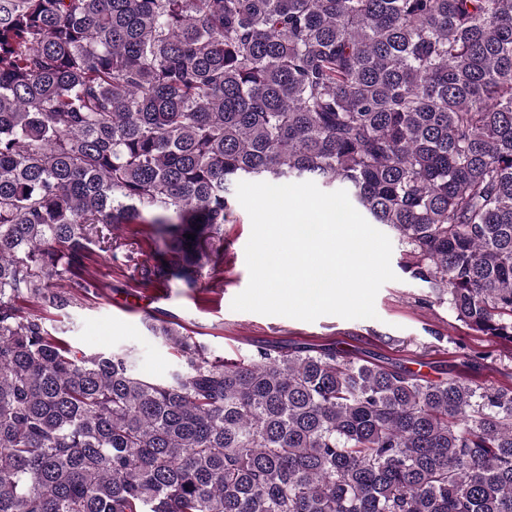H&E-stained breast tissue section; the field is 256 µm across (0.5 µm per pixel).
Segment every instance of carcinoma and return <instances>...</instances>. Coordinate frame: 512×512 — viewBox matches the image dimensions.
I'll return each instance as SVG.
<instances>
[{
	"label": "carcinoma",
	"instance_id": "1",
	"mask_svg": "<svg viewBox=\"0 0 512 512\" xmlns=\"http://www.w3.org/2000/svg\"><path fill=\"white\" fill-rule=\"evenodd\" d=\"M345 187L402 270L512 344V0H0V512H512V387L325 346L168 378L20 299L224 264L232 187ZM195 234L189 241L186 235Z\"/></svg>",
	"mask_w": 512,
	"mask_h": 512
}]
</instances>
